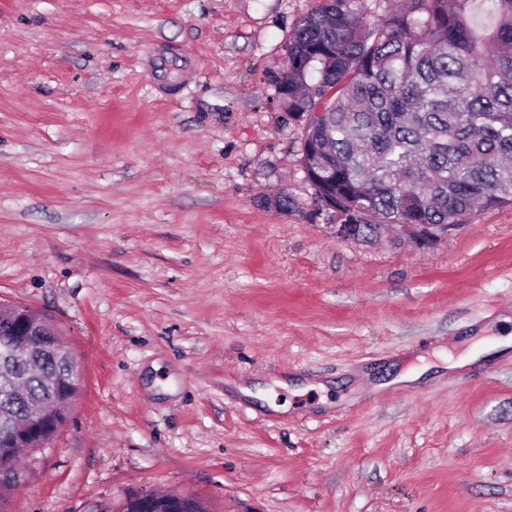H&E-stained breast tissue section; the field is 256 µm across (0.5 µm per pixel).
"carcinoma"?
Listing matches in <instances>:
<instances>
[{"instance_id": "obj_1", "label": "carcinoma", "mask_w": 512, "mask_h": 512, "mask_svg": "<svg viewBox=\"0 0 512 512\" xmlns=\"http://www.w3.org/2000/svg\"><path fill=\"white\" fill-rule=\"evenodd\" d=\"M322 0L275 77L295 122H325L301 147L318 213L355 225L462 224L512 204V0ZM27 404L0 391V414Z\"/></svg>"}]
</instances>
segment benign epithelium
Wrapping results in <instances>:
<instances>
[{
	"mask_svg": "<svg viewBox=\"0 0 512 512\" xmlns=\"http://www.w3.org/2000/svg\"><path fill=\"white\" fill-rule=\"evenodd\" d=\"M447 233L427 224H399L393 236L418 249L434 247ZM0 324L11 332L12 338L5 354L22 358L19 371L5 376L12 392L27 398L23 381L27 375L36 374L42 379L48 395L35 402L33 413L23 418H10L0 429V449L11 453L22 448L33 437L42 433L46 425L67 421L69 402L65 392L82 388L83 374L77 357L62 354L50 329L51 321L44 314L26 306L10 305L0 310ZM136 500V512H185L187 496L160 499L147 491L131 494Z\"/></svg>",
	"mask_w": 512,
	"mask_h": 512,
	"instance_id": "1",
	"label": "benign epithelium"
}]
</instances>
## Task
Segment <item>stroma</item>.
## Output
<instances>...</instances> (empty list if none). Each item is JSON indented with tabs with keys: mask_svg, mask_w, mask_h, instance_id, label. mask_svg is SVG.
Segmentation results:
<instances>
[{
	"mask_svg": "<svg viewBox=\"0 0 512 512\" xmlns=\"http://www.w3.org/2000/svg\"><path fill=\"white\" fill-rule=\"evenodd\" d=\"M320 4L0 0V304L83 370L0 512H512V350L448 367L512 335V204L334 236L272 84ZM136 500V512H186L184 502L189 496L160 499L147 491H136L130 495Z\"/></svg>",
	"mask_w": 512,
	"mask_h": 512,
	"instance_id": "1",
	"label": "stroma"
}]
</instances>
